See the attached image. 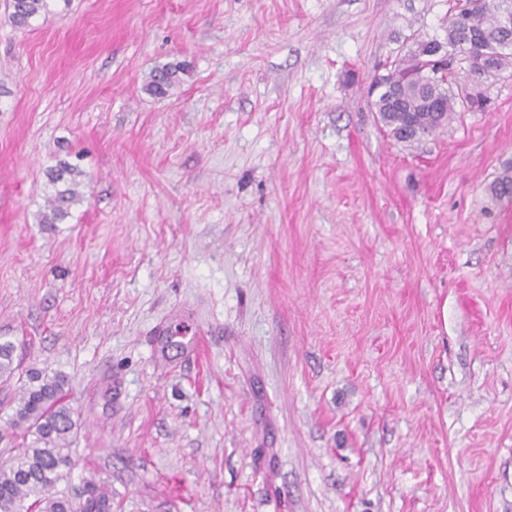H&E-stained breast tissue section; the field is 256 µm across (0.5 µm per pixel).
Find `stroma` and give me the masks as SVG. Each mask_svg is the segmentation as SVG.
<instances>
[{
  "label": "stroma",
  "instance_id": "1",
  "mask_svg": "<svg viewBox=\"0 0 512 512\" xmlns=\"http://www.w3.org/2000/svg\"><path fill=\"white\" fill-rule=\"evenodd\" d=\"M447 11L49 0L21 30L0 0V399L66 378L71 483L112 512H512V69L416 150L368 107ZM62 161L80 200L43 224ZM188 67L183 63L165 64L151 72L145 90L154 96L164 97L170 90L180 84L181 77L185 75Z\"/></svg>",
  "mask_w": 512,
  "mask_h": 512
}]
</instances>
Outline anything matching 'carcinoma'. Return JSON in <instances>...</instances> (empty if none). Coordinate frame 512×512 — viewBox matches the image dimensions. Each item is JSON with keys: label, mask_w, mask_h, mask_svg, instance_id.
<instances>
[{"label": "carcinoma", "mask_w": 512, "mask_h": 512, "mask_svg": "<svg viewBox=\"0 0 512 512\" xmlns=\"http://www.w3.org/2000/svg\"><path fill=\"white\" fill-rule=\"evenodd\" d=\"M448 2L450 12L455 5L464 3L469 28L445 27L444 42L453 47L461 60L473 62L474 77L480 82H495L503 71L512 68V50H500L501 43L512 42V28L504 30L498 17L502 0ZM11 8V24L25 29L47 11L48 0H12ZM428 65L429 61L416 49L409 48L381 77L385 85L398 91L402 106L392 107L383 91L371 102V109L387 135L405 147H419L428 137L447 128L456 113L481 110L486 103L480 91L472 93L464 87L455 90L458 82L448 75L423 88L421 75ZM187 72L183 63L165 64L151 72L145 90L164 97ZM426 94L438 100L437 108L431 110L426 106ZM80 176L82 171L67 162L47 171L55 193L39 223L58 224L69 216L72 205L78 201L75 186L79 185ZM490 191L498 199L512 197L511 168L492 182ZM17 370L13 343L0 342V380L10 381ZM65 385L62 376L45 378L39 372H31L24 392L10 406L12 414L0 428V441L13 443L0 451V512H112V491L93 479L66 491L57 490L59 483L68 481L75 465L72 443L78 429L66 399Z\"/></svg>", "instance_id": "1"}]
</instances>
